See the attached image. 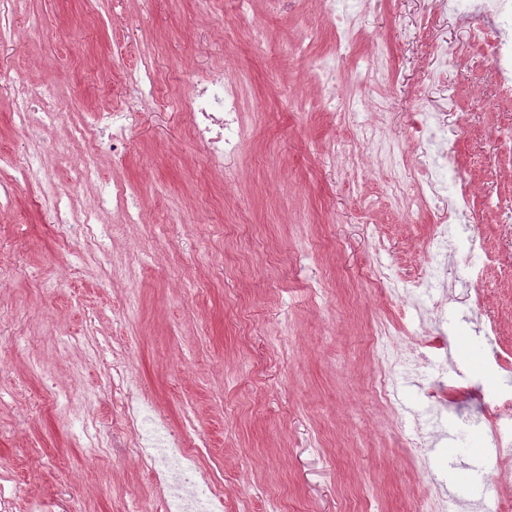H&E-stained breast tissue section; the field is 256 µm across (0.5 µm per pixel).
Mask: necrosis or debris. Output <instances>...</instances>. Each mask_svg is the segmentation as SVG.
Listing matches in <instances>:
<instances>
[{"instance_id": "necrosis-or-debris-1", "label": "necrosis or debris", "mask_w": 512, "mask_h": 512, "mask_svg": "<svg viewBox=\"0 0 512 512\" xmlns=\"http://www.w3.org/2000/svg\"><path fill=\"white\" fill-rule=\"evenodd\" d=\"M328 17H341L336 31V53L322 56L314 71L324 87L321 106L331 111L336 107L335 83L345 71L344 53L352 49L361 31V19L369 0H320ZM439 14L462 20L468 28L470 43L483 47L490 59L501 92H512V0H434ZM130 100L124 107L99 113L96 125L111 127L112 150L121 152L126 133L138 116L140 107L154 100L155 78L150 69L131 72L125 81ZM190 116L194 131L208 147L206 162L220 168L225 157L238 153L247 140L245 89L241 82L216 70L193 89L189 96ZM12 111L20 129L28 137L32 149L24 159L0 154V210L12 206L20 186L42 187L48 180L42 168L44 156L53 147L44 141L41 131L58 120V105L44 91L35 90L14 100ZM96 125L78 128L79 136L95 131ZM436 113H418L410 131L412 140L427 144L433 155L429 168L423 169L413 193H406L399 183H392V199L424 201L446 192L456 181L455 160L443 146L438 132ZM39 199L52 221L61 227L65 246L76 247L88 242L104 243L117 233L118 225L98 224L96 217L73 221L60 201L42 192ZM470 204L468 191L450 199L438 209L428 211L433 232L426 240V266L422 272L408 275L394 269L383 272L395 293L415 302L432 299L437 278L449 250H461L474 240L473 227L462 218ZM112 445L135 458L137 464L151 475L159 488L161 512H224V487L202 476L196 467L197 451L185 447L183 439L154 405L139 396L137 380L127 367L122 351H115L112 361ZM486 434L498 458L512 457V385L502 387L500 401L485 416Z\"/></svg>"}]
</instances>
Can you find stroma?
Here are the masks:
<instances>
[{
  "label": "stroma",
  "instance_id": "obj_1",
  "mask_svg": "<svg viewBox=\"0 0 512 512\" xmlns=\"http://www.w3.org/2000/svg\"><path fill=\"white\" fill-rule=\"evenodd\" d=\"M11 42L0 45V151L21 157L27 143L11 118V102L51 86L62 116L43 132L60 150L43 164L68 211L98 214L103 190L134 188L142 221L127 224L113 255L88 252L72 276L70 248L36 201L20 188L12 210L0 213V261L14 274L0 281V311L24 323L35 344L0 341V461L16 485L13 512L59 501L67 512H140L154 501L149 476L122 449L104 460L88 456L85 432L112 438V369L97 352L117 336L131 338L125 356L142 392L175 427L187 447L206 440L199 459L224 486L227 512L249 503L269 512H415L429 473L452 495L496 494L511 460H470L488 452L485 435L459 416H482L502 377L486 373L489 346L472 335L475 320L493 322L497 348L512 353V223L495 204H512V98L498 97L490 62L467 45L454 19L433 13L432 0H378L364 16L359 55L383 51L389 69L383 111L367 113L383 135L404 143L412 166L391 173L355 130L345 105L320 112L308 75L316 58L336 48L318 0L283 10L276 0H23L6 16ZM262 25L267 39L254 45ZM464 43L442 81L433 78L427 42L407 33ZM319 35L306 51L307 29ZM145 65L157 77V101L143 108L113 162L108 133L78 139L76 123L120 106L119 70ZM221 69L248 79L250 136L220 170L206 167L207 147L185 106L191 86ZM440 112L459 176L469 188V220L477 247L494 261L483 268L480 298L468 297L471 275L463 254L450 257L456 298L442 325L401 317L381 266L402 272L424 259L431 227L420 212L388 198L392 178L411 185L422 145L408 137L416 108ZM351 156L334 155L337 141ZM92 179L78 180L87 155ZM377 199L369 211L359 198ZM403 319L399 345L421 341L448 358V378L433 368L398 373L403 404L393 411L375 395L385 352L368 341L381 323ZM483 375L484 400L468 378ZM437 388L448 408L436 456L424 464L406 453L405 433L428 420L422 386ZM81 402V417L59 397Z\"/></svg>",
  "mask_w": 512,
  "mask_h": 512
}]
</instances>
